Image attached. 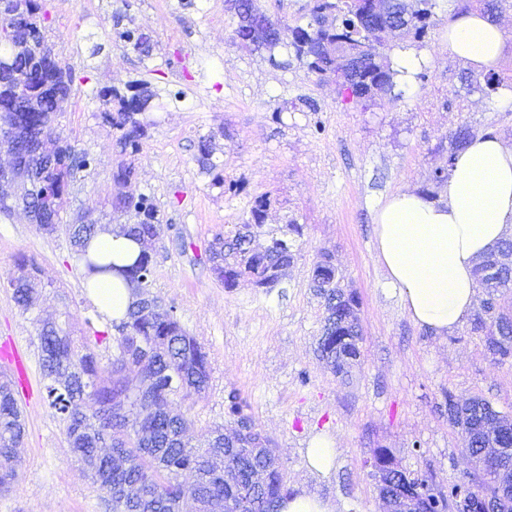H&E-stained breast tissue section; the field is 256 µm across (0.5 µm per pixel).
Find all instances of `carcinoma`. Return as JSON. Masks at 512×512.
<instances>
[{
	"label": "carcinoma",
	"mask_w": 512,
	"mask_h": 512,
	"mask_svg": "<svg viewBox=\"0 0 512 512\" xmlns=\"http://www.w3.org/2000/svg\"><path fill=\"white\" fill-rule=\"evenodd\" d=\"M397 0L400 11L416 17L414 37L425 35L431 25L432 0ZM11 15L0 22V98H10L21 85L29 91L23 102L8 112L0 111V126L13 128L11 144L18 165L25 169L42 166L48 142L57 145L55 166L43 177V188L58 197L59 212L48 213L36 224L46 235L61 231L68 235L76 259L90 271L117 272L136 286L139 300L120 322H110L115 331V354L105 360L88 340L76 341L53 321H36L40 342V366L50 406L64 416L66 437L71 452L91 472L93 484L105 493L110 512H183L184 500L195 504L196 512H224V505L237 499L240 487L264 476L261 497L244 512H268L277 509L288 494L278 455L259 443L260 432L247 404L239 394H228L229 413L235 427L224 432L217 426L200 435L198 444L188 435L187 416L174 408L200 397L210 380L209 355L201 343L182 326L173 306L154 295L152 288L153 255L148 244L160 239L171 225L163 223L151 197L121 192L132 175V167L122 164L113 174L120 191L112 198L113 209L124 212L133 222L120 225V233L140 245V252L129 264L112 260L94 263L87 259L86 248L97 231L94 224H59L60 211L67 205L68 187L77 169L91 165L86 154L72 155L74 146L64 141L57 113L69 97L74 82L71 71L58 65L53 47L40 22L38 0H9ZM236 37L246 50L266 49L270 60L274 50L284 47L307 64L310 71L330 77L344 55L358 50L366 56L379 55L375 68L360 74V96L364 101L390 92L398 71L392 67L387 37L380 35L382 24L375 21L376 33L369 34L357 17L353 0H309L308 22L290 27L256 12L253 0H243L235 8ZM332 16L342 39V51L323 27V19ZM123 37L133 48L147 56L151 39L132 30ZM112 110L103 113V121L121 132V151L139 152L152 111L154 94L143 88L131 95L114 89L109 94ZM216 134L201 137L196 161L212 182L228 193L238 191L236 184L224 181L214 157ZM472 131L462 126L450 139L448 161L469 143ZM271 206V194L254 198L250 216L234 229L215 234L209 246L211 271L230 289L247 280L256 288H270L285 276L296 258V239L303 225L291 219L277 228H265ZM266 237V245L256 248V238ZM503 268L501 281L486 291L474 318V330L482 331L491 322L495 302L487 299L512 289V240L503 241L489 254ZM18 274L9 282L15 303L29 310L41 283L39 264L24 255L17 258ZM311 287L324 309V324L319 339L320 359L331 372L344 377L361 357L354 340L360 331L359 318L349 312L353 293L339 284L336 267L327 253L315 261ZM509 337L490 354L503 361L512 357V329ZM459 415L449 419L474 440L472 453L482 444L512 439V418L503 414L488 417L489 402L471 399L461 404ZM25 435V420L18 406L13 383L0 376V490L17 481L23 466L19 448Z\"/></svg>",
	"instance_id": "cac0c4a2"
}]
</instances>
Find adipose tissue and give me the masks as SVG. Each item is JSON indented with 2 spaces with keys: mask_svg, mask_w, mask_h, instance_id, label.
<instances>
[{
  "mask_svg": "<svg viewBox=\"0 0 512 512\" xmlns=\"http://www.w3.org/2000/svg\"><path fill=\"white\" fill-rule=\"evenodd\" d=\"M448 51L475 73L496 69L504 48L501 27L477 10L456 14ZM442 201L400 191L375 214L376 253L410 319L437 336L471 314L478 260L512 238V147L479 135L459 152L442 185ZM105 320L125 316L133 286L109 275L85 278Z\"/></svg>",
  "mask_w": 512,
  "mask_h": 512,
  "instance_id": "adipose-tissue-1",
  "label": "adipose tissue"
}]
</instances>
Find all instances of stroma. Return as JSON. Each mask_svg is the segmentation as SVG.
Returning <instances> with one entry per match:
<instances>
[{
    "label": "stroma",
    "instance_id": "obj_1",
    "mask_svg": "<svg viewBox=\"0 0 512 512\" xmlns=\"http://www.w3.org/2000/svg\"><path fill=\"white\" fill-rule=\"evenodd\" d=\"M38 2L56 58L74 75L59 126L77 151L95 159L71 183L62 223L83 216L99 225L126 223L111 207L120 147L101 117V92L142 81L155 95L127 190L150 195L170 223L156 244L153 291L175 306L209 354V387L186 411L193 435L230 425L227 396L237 392L273 441L288 490L306 489L335 512H379L365 465L379 448L446 485L471 472L445 395L482 398L512 415V359L493 358L472 322L437 337L408 317L377 258L374 215L393 193H439L434 174L446 167L460 126L512 146V6L497 17L505 51L496 90L476 86L475 72L449 54L443 35L460 2L436 0L435 24L423 40L394 39V53L423 58L426 80L400 77L392 94L356 102L303 63L277 68L266 51L239 48L229 0ZM126 29L151 36V56L134 51ZM218 128L224 134L215 140L216 158L225 181L237 184L234 194L213 185L196 162L201 136ZM267 191L276 199L268 225L294 215L304 226L294 263L275 287L243 281L224 288L210 271L208 246ZM0 194L9 205L0 212V342H15L28 374L17 396L26 419L23 469L0 493V512H105L102 492L76 462L46 400L35 321L59 318L78 339L105 325L68 236L40 233L16 188ZM323 251L333 254L359 302L362 356L345 380L315 352L322 310L309 285ZM22 254L42 268L43 288L26 313L8 286ZM317 434L337 442L336 467L325 478L308 470L307 448Z\"/></svg>",
    "mask_w": 512,
    "mask_h": 512
}]
</instances>
